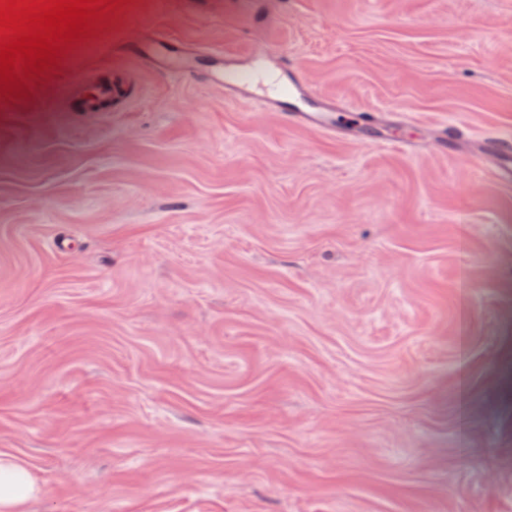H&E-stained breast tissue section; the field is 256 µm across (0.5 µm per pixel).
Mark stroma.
Masks as SVG:
<instances>
[{
    "label": "stroma",
    "mask_w": 512,
    "mask_h": 512,
    "mask_svg": "<svg viewBox=\"0 0 512 512\" xmlns=\"http://www.w3.org/2000/svg\"><path fill=\"white\" fill-rule=\"evenodd\" d=\"M387 111L298 128L147 26ZM512 0H131L0 101V457L26 512H512ZM422 143L408 154L390 137ZM81 82L92 84V88L94 89V98L89 100L85 107L93 112H104L107 110L112 100L113 92L118 91L117 77L114 76L112 81L96 82V74L92 73L86 75ZM458 155L470 162L490 163L492 173L499 182H512L511 142L488 138L482 140L475 150ZM35 492L27 471L0 458V511L24 512V506Z\"/></svg>",
    "instance_id": "35a3bbf8"
}]
</instances>
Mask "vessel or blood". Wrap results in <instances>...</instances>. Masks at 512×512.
Returning <instances> with one entry per match:
<instances>
[{
	"mask_svg": "<svg viewBox=\"0 0 512 512\" xmlns=\"http://www.w3.org/2000/svg\"><path fill=\"white\" fill-rule=\"evenodd\" d=\"M138 62L148 70L162 71L186 78H201L207 84L224 91L225 99L237 102H260L264 111L277 113L289 124L318 130L352 140L369 138L379 127L387 124L384 112H350L344 102L316 92L300 67L288 65L283 59L266 60L260 67L274 76L270 87H261L252 68L243 67L240 57L221 50H200L178 43L169 33L148 30L134 53ZM94 97L87 108L93 112L108 109L116 81H100L87 75ZM465 160L489 164L495 178L512 182V143L488 138L475 150L465 153Z\"/></svg>",
	"mask_w": 512,
	"mask_h": 512,
	"instance_id": "vessel-or-blood-1",
	"label": "vessel or blood"
}]
</instances>
